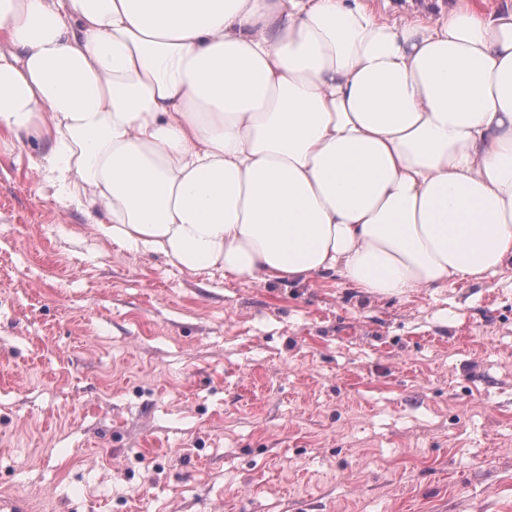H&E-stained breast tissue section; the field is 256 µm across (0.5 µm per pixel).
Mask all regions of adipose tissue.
<instances>
[{
    "label": "adipose tissue",
    "mask_w": 512,
    "mask_h": 512,
    "mask_svg": "<svg viewBox=\"0 0 512 512\" xmlns=\"http://www.w3.org/2000/svg\"><path fill=\"white\" fill-rule=\"evenodd\" d=\"M192 275L406 298L512 268V7L0 0V148ZM374 7L382 13L399 16L413 10L433 11L435 0H373Z\"/></svg>",
    "instance_id": "ef3b65f1"
}]
</instances>
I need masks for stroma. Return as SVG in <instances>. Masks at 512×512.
<instances>
[{"instance_id": "stroma-1", "label": "stroma", "mask_w": 512, "mask_h": 512, "mask_svg": "<svg viewBox=\"0 0 512 512\" xmlns=\"http://www.w3.org/2000/svg\"><path fill=\"white\" fill-rule=\"evenodd\" d=\"M0 154V495L30 512H512V269L195 277Z\"/></svg>"}]
</instances>
